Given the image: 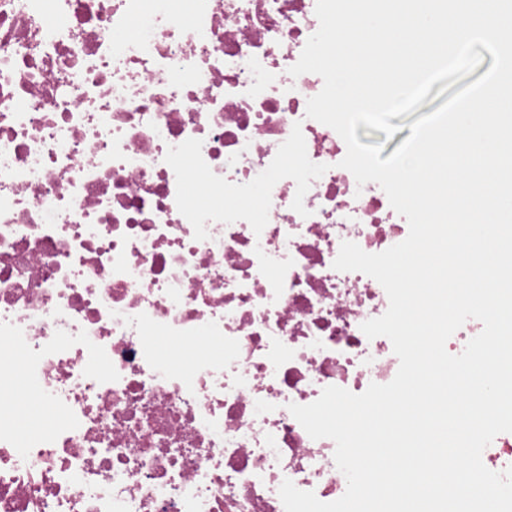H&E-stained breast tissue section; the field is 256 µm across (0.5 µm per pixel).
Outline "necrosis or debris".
<instances>
[{
  "label": "necrosis or debris",
  "instance_id": "necrosis-or-debris-1",
  "mask_svg": "<svg viewBox=\"0 0 512 512\" xmlns=\"http://www.w3.org/2000/svg\"><path fill=\"white\" fill-rule=\"evenodd\" d=\"M316 0H0V512H284L339 499L290 413L392 381L342 242L409 233L289 69ZM207 193L186 196L190 181ZM220 341L183 362L179 342ZM44 414L30 435L16 377Z\"/></svg>",
  "mask_w": 512,
  "mask_h": 512
}]
</instances>
